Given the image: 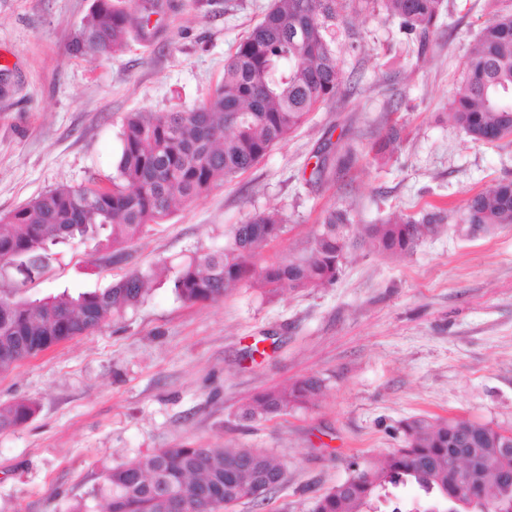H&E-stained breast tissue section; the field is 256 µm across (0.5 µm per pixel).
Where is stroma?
I'll list each match as a JSON object with an SVG mask.
<instances>
[{"mask_svg": "<svg viewBox=\"0 0 512 512\" xmlns=\"http://www.w3.org/2000/svg\"><path fill=\"white\" fill-rule=\"evenodd\" d=\"M93 0H0V215L60 185L111 178L126 113L197 105L237 43L272 0H163L150 39L114 57L69 44ZM425 53L385 12L353 16L336 54L348 93L248 172L151 225L122 259L95 242L59 249L35 296L102 290L126 272H150L224 244V232L267 209L288 231L264 249L288 257L326 210L354 228L465 199L512 179V144L472 141L446 119L467 56L493 8L512 0H445ZM401 141L384 162L369 149L383 128ZM354 151L349 168L336 160ZM331 164L310 178L317 155ZM259 354L248 355L250 346ZM314 377L307 407L247 420L265 390ZM35 414L0 431V512H100L107 470L163 448L235 446L274 455L285 480L264 503L234 512H310L353 465L402 443L404 421L464 417L512 428V225L472 236L451 222L410 255L350 249L332 285L283 289L263 300L239 288L189 304L151 281L138 306L0 371V404Z\"/></svg>", "mask_w": 512, "mask_h": 512, "instance_id": "1", "label": "stroma"}]
</instances>
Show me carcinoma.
Here are the masks:
<instances>
[{
	"label": "carcinoma",
	"instance_id": "carcinoma-1",
	"mask_svg": "<svg viewBox=\"0 0 512 512\" xmlns=\"http://www.w3.org/2000/svg\"><path fill=\"white\" fill-rule=\"evenodd\" d=\"M381 7L424 41L437 27L443 0H274L271 8L224 63V77L203 102L189 110L138 111L125 116L111 186L55 187L0 216V261L16 279L0 287V370L76 336H86L145 299L147 275L126 273L102 291L43 297L22 288L48 270L54 249L79 237L123 254L152 224L178 205L197 200L225 180L253 168L274 146L300 128L310 112L334 99L344 85L336 35L347 10ZM160 0H93L70 49L82 56H112L128 46L131 31L150 36V17ZM448 118L473 141L512 138V14L494 15L481 29L449 104ZM400 139L392 126L373 142L375 161L390 156ZM276 210L255 212L224 233V247L179 265L168 285L180 300L215 303L232 289L260 288L274 298L288 286L302 291L336 280L341 260L356 243L380 254L405 256L439 225L444 210L421 218H388L350 235L353 219L329 209L302 248L288 259L261 262L262 251L288 230ZM458 222L484 224L491 233L512 224V180L469 196ZM321 390L315 378L296 380L257 395L243 410L262 419L302 409ZM32 403L0 406V430L25 423ZM403 445L376 469L353 471L323 493L311 512H375L388 490L412 485L440 499L467 484V493L489 512H512V452L502 447V428L467 418H414L402 426ZM465 432L484 469L478 483L464 482L456 463ZM283 465L249 448H166L108 470L100 489L106 512H231L242 499H265L283 480Z\"/></svg>",
	"mask_w": 512,
	"mask_h": 512
}]
</instances>
